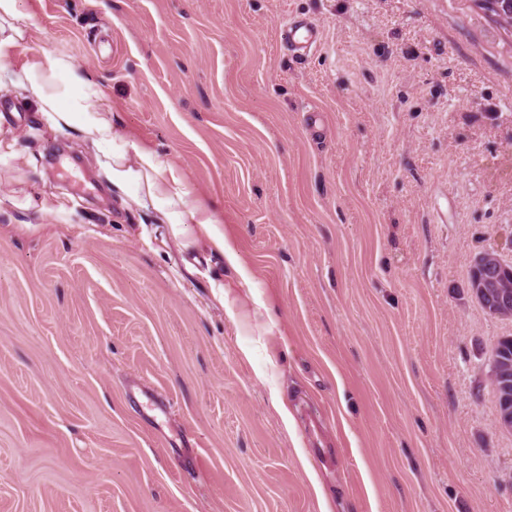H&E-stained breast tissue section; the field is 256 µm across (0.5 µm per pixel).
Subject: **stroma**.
<instances>
[{
    "instance_id": "35a3bbf8",
    "label": "stroma",
    "mask_w": 512,
    "mask_h": 512,
    "mask_svg": "<svg viewBox=\"0 0 512 512\" xmlns=\"http://www.w3.org/2000/svg\"><path fill=\"white\" fill-rule=\"evenodd\" d=\"M0 65V512H512L469 288L512 259V28L478 0H17ZM320 40L292 57L288 22ZM65 56L215 210L272 306L212 301L104 151L17 81ZM200 257L195 274L186 260ZM253 350L242 358L244 347ZM294 425L285 428L259 373Z\"/></svg>"
}]
</instances>
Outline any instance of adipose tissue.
<instances>
[{
    "label": "adipose tissue",
    "instance_id": "ef3b65f1",
    "mask_svg": "<svg viewBox=\"0 0 512 512\" xmlns=\"http://www.w3.org/2000/svg\"><path fill=\"white\" fill-rule=\"evenodd\" d=\"M66 66L63 57L46 55L33 59L23 71V78L29 83L32 95L53 121L61 117L57 97L43 79ZM71 107L74 111L88 114L79 128L85 140L98 147H115L117 142L122 141L123 134L108 107L101 105L87 109L80 97L72 101ZM136 154L138 163L133 170L125 168L121 154H113V182L122 183L129 176H136L144 199L162 213L173 237L185 239L190 247L204 243L208 252L222 261L225 273L211 278L210 286L214 300L224 309L226 321L237 325L243 319L239 307L230 299L231 292L238 291L250 297L257 313L266 318V334H273L277 321L265 299L257 292L250 269L245 265L236 242L225 234L215 211L192 202L182 172L164 165L153 150L142 147L137 149Z\"/></svg>",
    "mask_w": 512,
    "mask_h": 512
}]
</instances>
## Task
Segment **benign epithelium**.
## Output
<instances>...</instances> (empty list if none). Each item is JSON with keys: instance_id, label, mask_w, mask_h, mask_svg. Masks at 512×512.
Here are the masks:
<instances>
[{"instance_id": "benign-epithelium-1", "label": "benign epithelium", "mask_w": 512, "mask_h": 512, "mask_svg": "<svg viewBox=\"0 0 512 512\" xmlns=\"http://www.w3.org/2000/svg\"><path fill=\"white\" fill-rule=\"evenodd\" d=\"M512 267L496 250H485L471 262L470 286L474 298L492 316L512 319V299L504 285Z\"/></svg>"}]
</instances>
